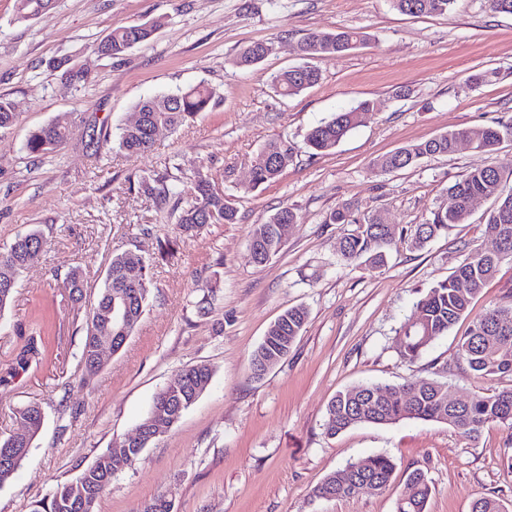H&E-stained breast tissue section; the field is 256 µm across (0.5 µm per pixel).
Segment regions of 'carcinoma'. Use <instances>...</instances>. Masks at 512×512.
<instances>
[{
	"label": "carcinoma",
	"mask_w": 512,
	"mask_h": 512,
	"mask_svg": "<svg viewBox=\"0 0 512 512\" xmlns=\"http://www.w3.org/2000/svg\"><path fill=\"white\" fill-rule=\"evenodd\" d=\"M394 9L412 16L445 15L455 0H390ZM53 0H17V16L28 18L50 10ZM158 24L141 23L113 29L100 45L111 51L112 57L123 55L132 47L148 41ZM367 36L361 31L336 30L313 32L302 39L299 48L306 62L270 76V85L282 96H293L316 85L319 70L309 60L322 56H340L364 45ZM273 51V44L254 42L241 49L235 57L240 67H254ZM62 77L75 89L88 83V74L75 68L64 57L53 62ZM215 92L203 84L174 93L143 99L136 105L134 119L117 127L115 144L129 153L144 154L151 150L153 132L158 127L178 129L187 121L206 112L214 102ZM364 101L351 111L337 112L330 120L313 127L306 134V144L318 154L333 148L357 126L359 115L370 110ZM16 120L12 103L0 97V131L9 129ZM72 134V126L56 121L32 131L25 149L32 155H43L63 144ZM465 139L474 149L494 155L505 141L512 140V119L446 132L421 143L410 144L382 155L373 161L380 172H394L412 167L432 155H448L457 150L458 140ZM295 147L286 140H270L261 149L251 166V188L275 182L293 161ZM138 193L161 210L167 205L181 206L178 225L184 233L200 230L208 224H235L238 210L233 199L224 195L218 182L209 174L195 173L186 180L173 179L167 173L138 181ZM455 200L451 210L438 209L433 217L416 225L410 243L423 248L450 224H466L471 216V200L482 197L493 201L486 219L490 245L468 254L448 279L440 282L416 303V318L399 331V347L404 358L413 361L438 336H443L462 318L469 316L472 301L494 277L500 265L512 263V192L502 189V176L497 165L490 163L476 168L448 187ZM297 214L289 207L279 208L264 224H255L250 232L248 260L262 264L277 254L283 240L278 225L294 224ZM327 224H353L355 228L339 240V252L346 261H364L372 269L384 265L386 249L395 240L396 231L376 214L360 217L351 207L331 211ZM47 242L43 234L32 229L18 236L9 246L0 248V312L11 302L15 288L25 273L42 257ZM65 286L74 301L87 295V280L78 269L70 270ZM152 286L150 263L132 250L111 253L107 272L86 318V336L80 364L82 381L90 380L99 370V340L112 336V349L123 347L124 339L116 338V327L109 319L113 300L127 305L125 333H134L144 314ZM308 313L301 307L291 308L271 324L263 341L252 353L251 374H265L263 362L275 363L286 358L303 330ZM47 344L41 333L29 336L17 353L14 370L26 371L46 357ZM458 358L480 376L512 374V302L493 303L472 317L467 335L458 343ZM213 376L211 367L200 363L184 367L173 382L156 393L152 406L139 427L153 422L168 426L179 422L203 395ZM386 391V397L377 393ZM42 407L27 402L17 407L14 415L29 429V440L13 436L0 437V486L8 483L19 470L14 460L26 458L42 426ZM426 420L448 424L466 437L477 436L488 423L496 422L512 429V388L492 393H477L465 402H448V388L432 378H417L386 388L378 384H362L341 391L328 404L326 433L336 436L358 424L387 425L402 420ZM146 445L129 450L124 459L116 458L111 450L98 455L72 480L58 484L43 499L35 502L32 512H94L101 493L119 472L129 469L140 459ZM395 470L394 460L383 453L351 460L326 476L313 494L322 499H341L361 493H378L389 487ZM408 492L397 502L396 512H426L431 487L424 472L413 470L407 477ZM471 512H505L503 505L492 498L473 501Z\"/></svg>",
	"instance_id": "obj_1"
}]
</instances>
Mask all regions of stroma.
I'll use <instances>...</instances> for the list:
<instances>
[{"instance_id": "stroma-1", "label": "stroma", "mask_w": 512, "mask_h": 512, "mask_svg": "<svg viewBox=\"0 0 512 512\" xmlns=\"http://www.w3.org/2000/svg\"><path fill=\"white\" fill-rule=\"evenodd\" d=\"M147 21L159 24L151 41L118 58L97 53L113 28ZM336 29L370 40L315 59L316 86L277 95L269 78L300 63V40ZM261 40L273 52L256 67L236 66L237 51ZM61 57L87 70L84 88L53 69ZM482 72L489 80L470 86L469 75ZM198 84L215 92L213 107L177 130L161 129L150 152L105 145L96 156L86 148L85 127L115 134L140 100ZM0 97L17 113L0 132V247L35 226L47 240L0 314V436L19 430L13 411L20 404L37 401L44 413L23 466L0 487V512H31L56 484L134 436L156 393L196 363L213 370L208 389L113 478L97 512H136L159 496L172 498L177 512H396L416 469L432 488L427 512H471L480 497L500 499L512 512V430L502 425L486 424L472 439L423 420L362 424L335 437L325 430L331 399L363 383L431 377L462 400L512 385V375L482 377L460 363L469 319L416 360L403 359L398 347L416 301L470 250L487 245L491 200H477L468 223L449 226L423 249L396 239L375 270L343 261L336 245L347 227L325 221L348 204L355 214L413 230L448 207L449 185L490 163L504 188L512 187V141L492 156L461 147L388 174L372 167L402 146L512 115V15L486 12L482 0H457L434 17L400 13L390 0H56L53 9L20 19L15 0H0ZM364 100L372 108L357 127L329 154L311 155L307 132ZM60 118L71 122V139L29 155V133ZM278 138L295 146L293 163L276 182L248 190L253 160ZM172 166L223 181L237 223L185 235L177 213L155 210L131 189L136 176ZM285 206L298 221L281 250L249 263L252 226ZM143 224L150 234L140 233ZM163 242L174 258L161 257ZM125 249L152 264L149 305L122 349L85 383L80 352L89 305L70 299L63 280L76 267L100 287L109 253ZM294 306L307 310L308 322L291 353L251 377L254 349ZM47 309L55 312V369L11 375L35 317ZM378 453L396 464L385 491L313 496L327 474Z\"/></svg>"}]
</instances>
